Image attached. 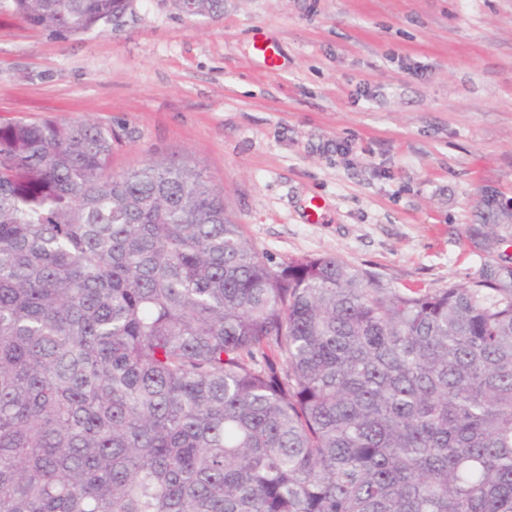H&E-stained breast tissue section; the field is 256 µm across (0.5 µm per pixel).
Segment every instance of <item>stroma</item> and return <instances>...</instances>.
Segmentation results:
<instances>
[{
	"mask_svg": "<svg viewBox=\"0 0 512 512\" xmlns=\"http://www.w3.org/2000/svg\"><path fill=\"white\" fill-rule=\"evenodd\" d=\"M43 119L112 129L116 172L195 165L275 265L400 290L512 267V0H133L67 38L0 7V123Z\"/></svg>",
	"mask_w": 512,
	"mask_h": 512,
	"instance_id": "stroma-1",
	"label": "stroma"
}]
</instances>
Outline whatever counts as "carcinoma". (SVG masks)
Masks as SVG:
<instances>
[{
	"label": "carcinoma",
	"instance_id": "1",
	"mask_svg": "<svg viewBox=\"0 0 512 512\" xmlns=\"http://www.w3.org/2000/svg\"><path fill=\"white\" fill-rule=\"evenodd\" d=\"M77 35L132 0H11ZM223 0H193L214 16ZM0 124V512H512V270L273 266L195 167Z\"/></svg>",
	"mask_w": 512,
	"mask_h": 512
}]
</instances>
